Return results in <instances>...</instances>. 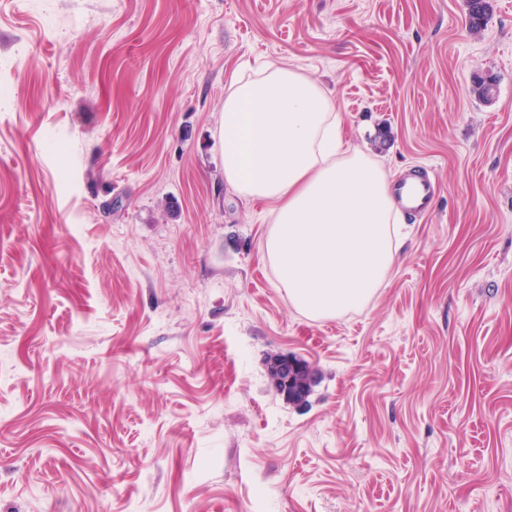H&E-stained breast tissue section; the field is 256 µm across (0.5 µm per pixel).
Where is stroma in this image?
Returning a JSON list of instances; mask_svg holds the SVG:
<instances>
[{
	"instance_id": "stroma-1",
	"label": "stroma",
	"mask_w": 512,
	"mask_h": 512,
	"mask_svg": "<svg viewBox=\"0 0 512 512\" xmlns=\"http://www.w3.org/2000/svg\"><path fill=\"white\" fill-rule=\"evenodd\" d=\"M0 0V512H512V0ZM316 81L389 179L387 280L315 319L225 184L239 78ZM494 80L490 100L472 91ZM291 354L303 406L273 389ZM268 374L274 389L291 403H300L306 398L299 376L303 372L310 377L313 369L304 361L289 355H279L267 363Z\"/></svg>"
}]
</instances>
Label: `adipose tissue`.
Returning <instances> with one entry per match:
<instances>
[{
	"label": "adipose tissue",
	"mask_w": 512,
	"mask_h": 512,
	"mask_svg": "<svg viewBox=\"0 0 512 512\" xmlns=\"http://www.w3.org/2000/svg\"><path fill=\"white\" fill-rule=\"evenodd\" d=\"M224 180L273 204L265 250L292 305L332 318L369 301L400 250L387 174L343 146L309 77L276 65L236 81L221 119Z\"/></svg>",
	"instance_id": "obj_1"
}]
</instances>
